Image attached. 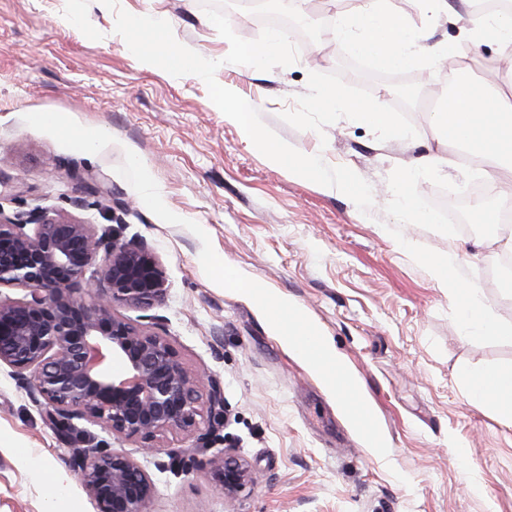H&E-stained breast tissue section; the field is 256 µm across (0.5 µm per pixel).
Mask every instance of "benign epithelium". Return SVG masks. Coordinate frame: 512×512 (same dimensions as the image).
I'll use <instances>...</instances> for the list:
<instances>
[{"mask_svg":"<svg viewBox=\"0 0 512 512\" xmlns=\"http://www.w3.org/2000/svg\"><path fill=\"white\" fill-rule=\"evenodd\" d=\"M94 290L89 307L77 296ZM21 288V298H0V367L45 409L58 434L74 447L72 464L98 512H148L156 487L137 460L88 448L73 420L113 436L154 438L173 430L196 435L205 448L222 425L224 389L179 357L162 326L137 325L117 306L151 309L167 295L168 281L152 246L120 242L72 217L44 211L8 216L0 211V288ZM119 361L120 373L108 371ZM190 463L207 467L234 501L253 481L249 462L226 450Z\"/></svg>","mask_w":512,"mask_h":512,"instance_id":"obj_1","label":"benign epithelium"}]
</instances>
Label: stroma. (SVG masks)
<instances>
[{
	"instance_id": "stroma-1",
	"label": "stroma",
	"mask_w": 512,
	"mask_h": 512,
	"mask_svg": "<svg viewBox=\"0 0 512 512\" xmlns=\"http://www.w3.org/2000/svg\"><path fill=\"white\" fill-rule=\"evenodd\" d=\"M120 5L168 17L176 39L217 61V82L237 87L279 137L349 167L376 201L362 214L342 192L269 164L225 121L201 78L143 68L116 33L114 13L96 0H0V168L21 187L0 197V210L71 215L153 246L166 298L149 312H118L137 324L161 318L181 359L220 382L224 426L210 452L236 451L256 481L228 504L208 470L170 468L169 452L191 451L192 435L166 433L147 453L140 440L82 420L78 428L92 446L132 456L152 476L151 512H512V422L473 400L464 378L468 370L512 368V344L468 339L447 294L385 229L396 167L438 157L445 178L463 181L460 155L427 108L447 85L440 70L416 72L426 105L409 114L414 139L381 142L348 119L320 133L299 130L280 115L295 109L309 73L336 70L332 33L295 64L260 71L226 63L230 44L202 0ZM65 15L73 25H62ZM38 111L95 131L93 147L35 123ZM90 181L100 195L88 194ZM146 181L162 207L145 202ZM402 232L452 252L473 271L483 301L512 321V288L486 277L501 252L498 237L445 236L413 224ZM218 260L305 309L359 378L387 457L375 455L259 308L225 287L213 269ZM72 455L43 407L1 368L0 512H96Z\"/></svg>"
}]
</instances>
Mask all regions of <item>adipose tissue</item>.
Masks as SVG:
<instances>
[{"instance_id": "ef3b65f1", "label": "adipose tissue", "mask_w": 512, "mask_h": 512, "mask_svg": "<svg viewBox=\"0 0 512 512\" xmlns=\"http://www.w3.org/2000/svg\"><path fill=\"white\" fill-rule=\"evenodd\" d=\"M463 40L473 46L489 42L502 47L511 44L512 14H468ZM434 122L453 136L475 142L488 175L498 176L504 165L512 162V95L501 94L497 104L491 106L476 99L469 87H461L447 99L444 110L435 114ZM278 329L289 345L318 369L337 364L336 353L327 340H319L313 350L302 345L301 338L310 329L304 314L279 323ZM467 378L475 400L489 402L500 416L512 421V368L471 372Z\"/></svg>"}]
</instances>
